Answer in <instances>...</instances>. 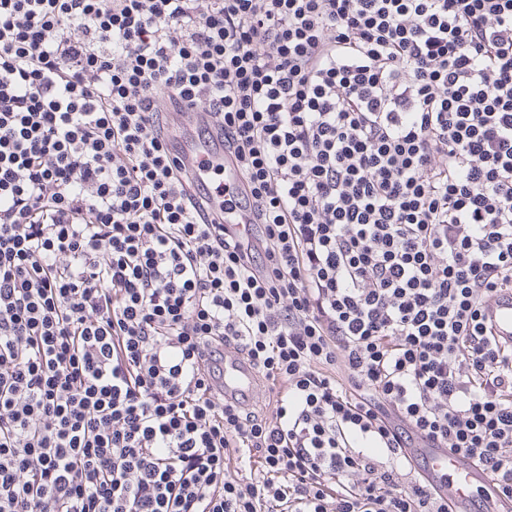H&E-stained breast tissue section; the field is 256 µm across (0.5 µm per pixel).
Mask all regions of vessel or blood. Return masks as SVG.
I'll list each match as a JSON object with an SVG mask.
<instances>
[{
	"label": "vessel or blood",
	"mask_w": 512,
	"mask_h": 512,
	"mask_svg": "<svg viewBox=\"0 0 512 512\" xmlns=\"http://www.w3.org/2000/svg\"><path fill=\"white\" fill-rule=\"evenodd\" d=\"M166 109L173 115L169 128V138L175 145L172 156L190 179L203 183L218 170L226 186H237L240 178L224 157V138L214 116L205 107L182 100L167 103ZM208 218L219 224L242 226L248 222L222 193L211 196ZM487 313L497 335L512 343V292L495 296ZM216 384L225 398L242 401L251 400L261 386L255 369L231 351L224 354ZM410 454L425 461V475L440 498L447 501L450 512H499V492L486 470L452 449L426 443L412 448Z\"/></svg>",
	"instance_id": "b4317fda"
}]
</instances>
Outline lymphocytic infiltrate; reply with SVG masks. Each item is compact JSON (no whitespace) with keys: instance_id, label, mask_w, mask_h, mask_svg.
Returning <instances> with one entry per match:
<instances>
[{"instance_id":"obj_1","label":"lymphocytic infiltrate","mask_w":512,"mask_h":512,"mask_svg":"<svg viewBox=\"0 0 512 512\" xmlns=\"http://www.w3.org/2000/svg\"><path fill=\"white\" fill-rule=\"evenodd\" d=\"M505 290L512 0H0V512H448L416 439L512 502ZM166 112H172L173 123L169 127V139L176 149L171 157L187 172L191 180L197 183H208V176L216 170L224 177V186L233 191L234 196L240 195L235 188L240 177L233 171L230 162L224 158V135L216 124L212 114L203 106L175 100L168 102ZM208 130L207 136L198 134ZM233 200V203L229 199ZM208 218L216 224H237L238 230H243V225L248 224V219L235 204V200L225 193L213 194L209 199ZM487 313L497 335L512 344V292L495 296ZM221 373L215 381L218 388L224 392V398L248 401L261 387V382L255 369L232 351L224 352V364L221 363Z\"/></svg>"}]
</instances>
